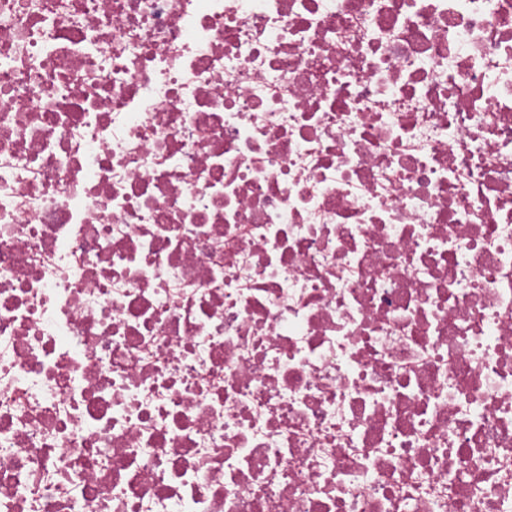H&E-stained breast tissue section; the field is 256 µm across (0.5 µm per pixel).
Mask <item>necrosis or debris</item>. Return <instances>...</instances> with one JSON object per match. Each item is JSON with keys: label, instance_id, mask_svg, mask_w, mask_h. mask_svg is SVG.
Returning <instances> with one entry per match:
<instances>
[{"label": "necrosis or debris", "instance_id": "necrosis-or-debris-1", "mask_svg": "<svg viewBox=\"0 0 512 512\" xmlns=\"http://www.w3.org/2000/svg\"><path fill=\"white\" fill-rule=\"evenodd\" d=\"M0 512H512V0H0Z\"/></svg>", "mask_w": 512, "mask_h": 512}]
</instances>
